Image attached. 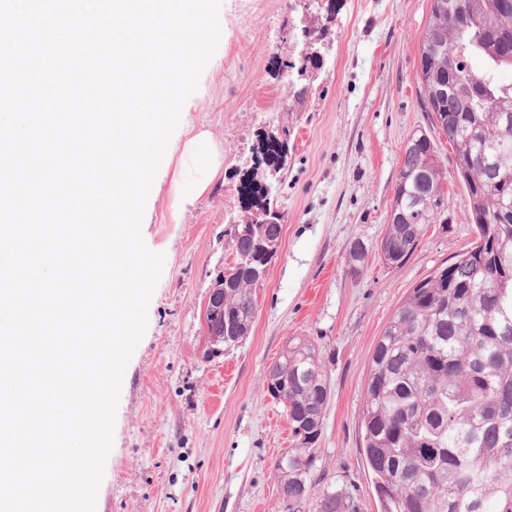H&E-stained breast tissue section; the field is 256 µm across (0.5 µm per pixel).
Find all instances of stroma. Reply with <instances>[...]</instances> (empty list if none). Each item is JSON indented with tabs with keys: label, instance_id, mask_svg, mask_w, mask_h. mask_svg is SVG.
Returning <instances> with one entry per match:
<instances>
[{
	"label": "stroma",
	"instance_id": "1",
	"mask_svg": "<svg viewBox=\"0 0 512 512\" xmlns=\"http://www.w3.org/2000/svg\"><path fill=\"white\" fill-rule=\"evenodd\" d=\"M430 3L222 0L214 62L178 126L209 132L222 166L205 194L180 207V160L170 150L151 188L142 236L165 262L126 369L96 512H285L274 463L295 444L265 384L292 336L315 343L331 392L301 512H319L326 488L351 493L359 512H381L361 431L372 353L415 284L476 236L440 137L448 223L429 225L401 267L374 253L359 275L345 264L354 240L383 237L402 148L431 128L415 81ZM304 52L319 66L287 84L282 65ZM270 137L288 150L276 173L262 159ZM246 183L273 185L282 243L256 290L250 334L217 347L205 310L234 258L226 229L257 214L239 195Z\"/></svg>",
	"mask_w": 512,
	"mask_h": 512
}]
</instances>
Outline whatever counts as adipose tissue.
Returning a JSON list of instances; mask_svg holds the SVG:
<instances>
[{"instance_id": "adipose-tissue-1", "label": "adipose tissue", "mask_w": 512, "mask_h": 512, "mask_svg": "<svg viewBox=\"0 0 512 512\" xmlns=\"http://www.w3.org/2000/svg\"><path fill=\"white\" fill-rule=\"evenodd\" d=\"M220 167V154L209 135L202 131L187 134L181 152V170L174 183L178 204L200 197Z\"/></svg>"}]
</instances>
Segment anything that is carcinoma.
Masks as SVG:
<instances>
[{"label": "carcinoma", "mask_w": 512, "mask_h": 512, "mask_svg": "<svg viewBox=\"0 0 512 512\" xmlns=\"http://www.w3.org/2000/svg\"><path fill=\"white\" fill-rule=\"evenodd\" d=\"M481 62V67L473 65ZM316 57L284 65L301 77ZM512 4L509 0H431L415 79L433 127L455 150L467 217L483 240L419 281L398 307L372 354L362 416L363 452L381 512H512ZM447 93L435 97L434 88ZM265 156L283 169L277 139ZM434 138L403 152L387 224L376 244L383 263L401 266L429 225L448 223V197ZM248 194L271 225L283 215L263 189ZM234 263L206 310L209 332L231 347L256 315L251 267L274 253L259 235L238 236ZM267 394L284 405L298 453L275 464L281 484L315 486L312 450L331 393L313 342L297 336L271 363ZM350 496L326 491L320 512H355Z\"/></svg>", "instance_id": "1"}]
</instances>
